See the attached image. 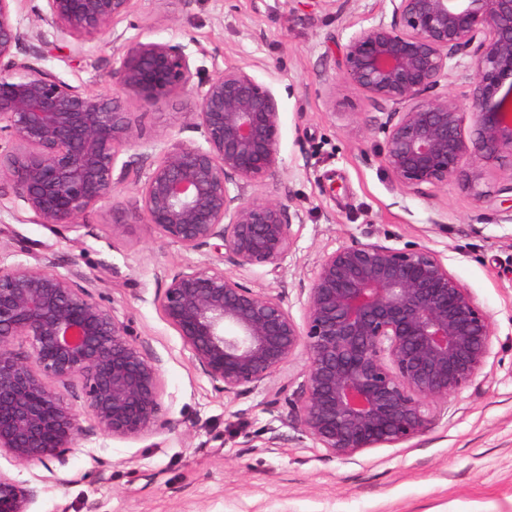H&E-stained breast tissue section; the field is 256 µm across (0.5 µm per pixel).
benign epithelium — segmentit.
<instances>
[{"label":"benign epithelium","mask_w":512,"mask_h":512,"mask_svg":"<svg viewBox=\"0 0 512 512\" xmlns=\"http://www.w3.org/2000/svg\"><path fill=\"white\" fill-rule=\"evenodd\" d=\"M22 0H0V179L41 224L78 225L123 186L161 238L216 256L172 271L159 297L165 320L215 389L239 394L286 372L305 351L304 380L290 400L301 431L330 459L426 433L435 404L469 387L492 353L490 315L426 247L354 240L317 260L302 321L281 295L239 272L278 268L295 242L287 208L249 193L280 168V115L271 88L242 66L194 83L179 44L139 37L113 72L123 95L151 107L177 93L196 99L200 140L159 138L155 157L119 161L135 144L122 98L73 86L35 65L46 38L77 47L127 15L134 0H45L38 45L15 22ZM391 21L372 14L344 46L342 75L386 109L382 162L407 191L438 186L512 152V0H389ZM470 73V113L448 81ZM445 91L436 92L439 87ZM476 137H465L466 119ZM23 336L29 352L11 348ZM81 382L96 427L137 438L159 419L160 372L129 327L88 288L84 274L0 266V456L18 465L64 466L84 434L57 385ZM39 488L0 470V512H32Z\"/></svg>","instance_id":"7a95c632"}]
</instances>
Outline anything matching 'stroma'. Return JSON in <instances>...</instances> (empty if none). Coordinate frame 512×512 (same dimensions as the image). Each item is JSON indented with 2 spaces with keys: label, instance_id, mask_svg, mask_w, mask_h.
I'll return each instance as SVG.
<instances>
[{
  "label": "stroma",
  "instance_id": "1",
  "mask_svg": "<svg viewBox=\"0 0 512 512\" xmlns=\"http://www.w3.org/2000/svg\"><path fill=\"white\" fill-rule=\"evenodd\" d=\"M389 0H135L99 38L53 52L41 65L82 89L110 96L122 47L135 37L184 45L199 78L243 66L279 106L280 173L256 195L281 201L300 231L277 271L245 272L248 285L284 294L302 319L318 256L353 240L427 247L490 315L492 355L475 381L437 405L431 429L409 441L327 459L302 435L276 380L241 394L214 390L163 318L158 298L171 271L203 262L163 240L136 211L132 187L78 226L38 223L0 182V264L75 269L94 296L128 322L160 371L163 429L114 438L82 415L86 433L67 466L0 471L40 489L35 512H512V222L496 220L512 197V153L421 192L404 190L381 161L385 116L341 74L343 47ZM193 99L130 103L136 143L193 140ZM121 219L113 228V219Z\"/></svg>",
  "mask_w": 512,
  "mask_h": 512
}]
</instances>
